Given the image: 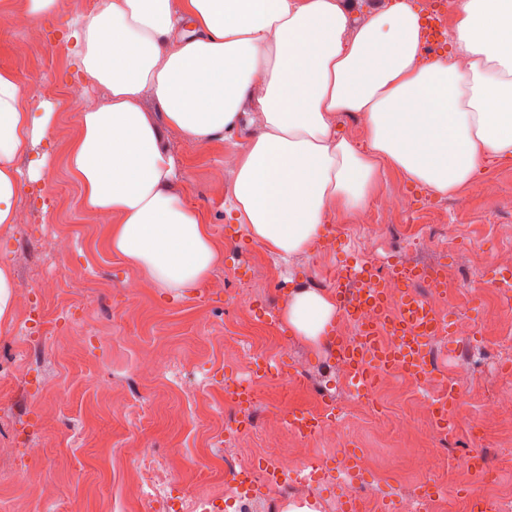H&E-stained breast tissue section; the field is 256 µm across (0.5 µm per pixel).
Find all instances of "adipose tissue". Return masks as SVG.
I'll use <instances>...</instances> for the list:
<instances>
[{
  "instance_id": "adipose-tissue-1",
  "label": "adipose tissue",
  "mask_w": 512,
  "mask_h": 512,
  "mask_svg": "<svg viewBox=\"0 0 512 512\" xmlns=\"http://www.w3.org/2000/svg\"><path fill=\"white\" fill-rule=\"evenodd\" d=\"M449 50L425 55L408 0H99L79 20L86 79L106 92L81 113L67 169L83 207L117 215L108 245L171 295L220 261L211 228L172 188L175 159L143 104L206 143L256 132L238 161L230 203L260 245L294 259L329 217L364 208L385 169L446 195L491 157L512 158V0H455ZM0 70V224L13 223L17 159L51 130L20 106ZM360 115L363 143L339 134ZM334 298L294 290L283 320L318 341Z\"/></svg>"
}]
</instances>
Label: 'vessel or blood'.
<instances>
[{"label":"vessel or blood","mask_w":512,"mask_h":512,"mask_svg":"<svg viewBox=\"0 0 512 512\" xmlns=\"http://www.w3.org/2000/svg\"><path fill=\"white\" fill-rule=\"evenodd\" d=\"M424 22V47L427 52H437L446 42L443 23L431 11L425 13ZM386 273L405 288L398 316L390 315L384 291L376 285L375 271L362 266L350 272L351 278L361 285L358 301L377 312L374 320L363 323L360 328L363 344L353 347L335 334L327 336L336 359L349 366L350 381L362 393L369 392L377 371L395 364L405 366L414 375H422V351L426 340L447 326L446 321L433 311L427 300L410 289L411 284L423 280L422 269L392 264L387 267ZM389 324L395 327L401 342L400 350L393 353L386 352L377 345L381 327ZM458 402L459 393L453 388L448 389L446 396L438 400L436 424L440 431L452 433L454 408ZM286 421L292 430L304 437L312 436L317 429L315 417L300 406L289 410Z\"/></svg>","instance_id":"b4317fda"}]
</instances>
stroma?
<instances>
[{"label":"stroma","mask_w":512,"mask_h":512,"mask_svg":"<svg viewBox=\"0 0 512 512\" xmlns=\"http://www.w3.org/2000/svg\"><path fill=\"white\" fill-rule=\"evenodd\" d=\"M0 18V69L13 71L24 87L23 109L34 116L51 113L52 130L19 158L20 169L44 157L43 181H23L15 206L31 210L29 224L0 225V264L10 269L15 293L36 295L40 308L58 316L59 328L39 346H27L25 313L15 308L0 324V355L17 350L11 380L0 386V512H149L136 482L140 462H152L149 491L169 498L190 493L207 500L224 492L225 467L255 453L260 438L254 430L240 433L239 443L224 444V428L233 411L224 403V382L244 374L242 362L225 359L221 335L237 337L244 353L271 348L259 333L271 315L282 314L288 295L276 286L256 288L239 303L243 266L260 260L284 274L297 288H315L325 274L355 262L367 235L366 214L336 225L337 241L321 243L287 262L250 238L229 209L228 185H216L214 171L232 177L244 153L251 128L233 138L198 143L166 126L152 99L144 106L161 126L162 144L181 171L174 191L199 211L211 227L223 259L197 288L170 297L155 288L135 266L112 253L108 239L117 219L84 208L80 189L70 178L65 158L80 134L79 115L67 107L74 93L99 94L84 78L68 42L63 18L35 21L26 15V0H10ZM22 26H15V18ZM31 45L24 61L15 42ZM387 194L403 199L405 208L390 215L395 230L387 239L391 260L442 269L445 283L435 293L420 282L427 300L443 296L452 308L449 326L474 324L475 338L453 337L446 348L428 347L432 360L448 357L470 364L473 377L457 413L448 445L457 454L458 470L432 483L416 467L419 453L434 447L435 435L425 422L398 432L402 417H416L418 398L406 382H392L377 394L383 427L360 436L358 450L366 465L363 483L372 486L369 501H355L354 487L344 476L309 495L280 498L270 504L266 492L253 489L227 512H289L308 506L311 512H392L399 497L432 486L447 500L446 512H468L460 497L474 484L464 469L471 457L494 448H512V414L485 423L480 434L468 424L477 420L490 397L512 393V303L500 287H512V270L495 265L498 252L512 250V159H491L467 185L442 196L388 170L380 176L373 200ZM412 234L438 236L436 252H412L399 226ZM68 234L70 251L58 258L42 253L37 241L45 235ZM137 282L129 290V282ZM163 349L168 361L151 377L135 363L147 351ZM280 375L269 381L250 414L255 421L284 415L289 407H313L321 398L343 399L346 385L323 344L291 337ZM40 449L32 460L20 446ZM58 486L60 498L40 497L45 485Z\"/></svg>","instance_id":"stroma-1"}]
</instances>
